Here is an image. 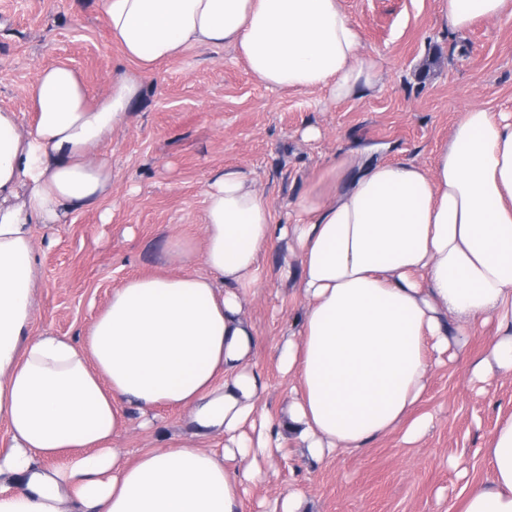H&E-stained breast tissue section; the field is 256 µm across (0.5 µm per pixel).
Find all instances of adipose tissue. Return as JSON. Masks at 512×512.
Segmentation results:
<instances>
[{
    "instance_id": "adipose-tissue-1",
    "label": "adipose tissue",
    "mask_w": 512,
    "mask_h": 512,
    "mask_svg": "<svg viewBox=\"0 0 512 512\" xmlns=\"http://www.w3.org/2000/svg\"><path fill=\"white\" fill-rule=\"evenodd\" d=\"M512 0H444L452 32L502 15ZM122 62L108 92L91 97L65 63L41 69L26 93L30 129L0 109V512H242L260 469L283 438L318 462L430 421L410 414L432 372L429 352L464 351L476 325L495 322L472 379L512 372V115L473 106L435 163L333 158L290 224L240 168L203 188L204 273L145 275L113 289L82 341L32 334L42 280L35 225L59 224L112 192L94 160L143 99L161 65L188 49H234L252 75L280 91L323 89L337 104L374 89L378 64L340 0H96ZM289 239L306 298L277 355L296 377L279 421L257 416L266 390L251 359L259 338L247 297L259 257ZM161 405L185 410L193 438L122 461L110 443L129 411L151 424ZM63 464L43 460L65 455ZM486 454L491 481L462 512H512V417Z\"/></svg>"
}]
</instances>
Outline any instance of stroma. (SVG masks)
Returning a JSON list of instances; mask_svg holds the SVG:
<instances>
[{
  "mask_svg": "<svg viewBox=\"0 0 512 512\" xmlns=\"http://www.w3.org/2000/svg\"><path fill=\"white\" fill-rule=\"evenodd\" d=\"M442 2L341 0L383 75L376 90L341 104L326 103L318 89L266 88L230 48H193L162 65L140 107L95 153L115 174L111 195L52 230L35 229L43 279L33 333L80 338L126 279L203 272L202 191L213 171L251 172L282 224L354 141L377 146L380 159L428 168L468 106L512 113V17L481 19L455 34L441 18ZM118 58L95 0H0V108L17 112L23 126L34 117L25 89L40 68L68 63L99 97ZM308 126L320 129L318 140L302 138ZM177 242L191 250L188 263L170 260ZM296 262L289 242L266 249L263 280L246 307L259 336L252 362L268 384L259 410L276 419L294 383L279 371L277 351L304 305L297 278L283 275ZM494 334V324L477 326L464 354L434 367L417 408L432 426L420 440L406 443L397 431L318 463L283 441L272 460L259 461L264 477L248 485L244 512H267L287 489L314 512H460L470 487L491 479L485 450L512 417V374L470 379ZM156 414L148 428L132 418L115 440L124 459L182 441L184 411Z\"/></svg>",
  "mask_w": 512,
  "mask_h": 512,
  "instance_id": "stroma-1",
  "label": "stroma"
}]
</instances>
